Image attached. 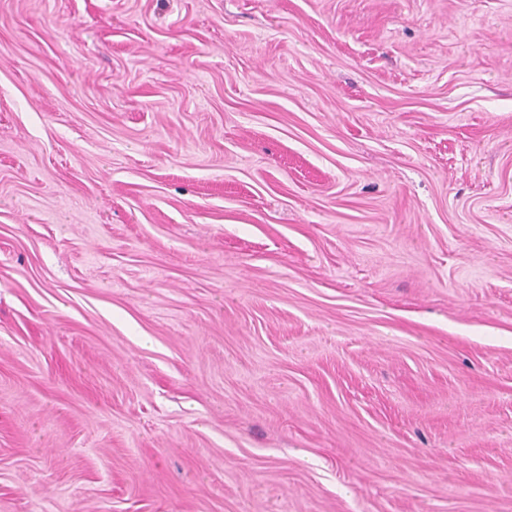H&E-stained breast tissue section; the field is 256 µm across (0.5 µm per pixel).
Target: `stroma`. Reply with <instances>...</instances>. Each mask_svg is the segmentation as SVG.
Returning <instances> with one entry per match:
<instances>
[{"label": "stroma", "mask_w": 512, "mask_h": 512, "mask_svg": "<svg viewBox=\"0 0 512 512\" xmlns=\"http://www.w3.org/2000/svg\"><path fill=\"white\" fill-rule=\"evenodd\" d=\"M0 512H512V0H0Z\"/></svg>", "instance_id": "1"}]
</instances>
